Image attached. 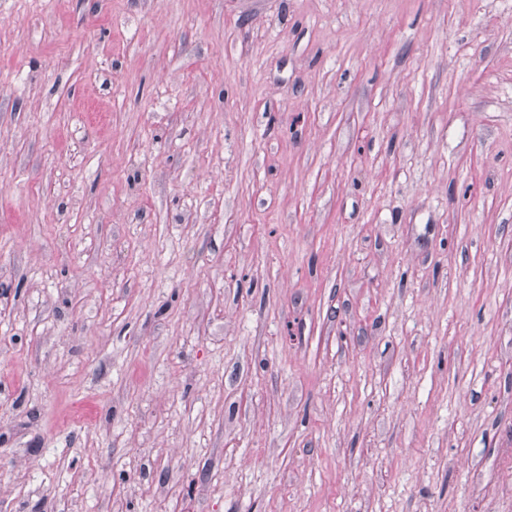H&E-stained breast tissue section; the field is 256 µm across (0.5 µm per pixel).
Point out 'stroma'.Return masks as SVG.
I'll use <instances>...</instances> for the list:
<instances>
[{"label": "stroma", "mask_w": 512, "mask_h": 512, "mask_svg": "<svg viewBox=\"0 0 512 512\" xmlns=\"http://www.w3.org/2000/svg\"><path fill=\"white\" fill-rule=\"evenodd\" d=\"M0 512H512V0H0Z\"/></svg>", "instance_id": "35a3bbf8"}]
</instances>
